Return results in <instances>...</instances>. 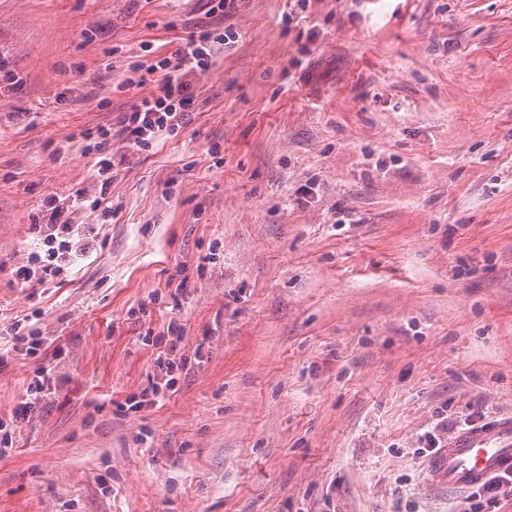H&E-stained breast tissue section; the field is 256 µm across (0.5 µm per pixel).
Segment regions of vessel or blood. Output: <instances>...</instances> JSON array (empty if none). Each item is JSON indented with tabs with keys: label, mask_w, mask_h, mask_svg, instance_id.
<instances>
[{
	"label": "vessel or blood",
	"mask_w": 512,
	"mask_h": 512,
	"mask_svg": "<svg viewBox=\"0 0 512 512\" xmlns=\"http://www.w3.org/2000/svg\"><path fill=\"white\" fill-rule=\"evenodd\" d=\"M449 488H473L489 476L512 470V418L461 430L436 461Z\"/></svg>",
	"instance_id": "b4317fda"
}]
</instances>
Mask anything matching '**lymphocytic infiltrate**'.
<instances>
[{
	"label": "lymphocytic infiltrate",
	"instance_id": "f902f5d3",
	"mask_svg": "<svg viewBox=\"0 0 512 512\" xmlns=\"http://www.w3.org/2000/svg\"><path fill=\"white\" fill-rule=\"evenodd\" d=\"M224 43L223 34L213 29L193 27L179 37L173 52L158 60L139 64L137 86L149 92L138 105L123 113L116 129H102V142L96 147L99 157L96 169L97 190L93 209L110 212V188L123 158L109 148L112 138L125 141L136 152L149 150L163 139L177 135L194 104L193 84L216 64V56ZM47 221L40 225L44 252H32L30 267L24 268V281L54 282L66 277L75 264L88 257L93 244L86 225L74 223L69 207L64 206L58 193L45 200ZM50 388L43 379H33L25 391V399L10 418H0V446L11 447L16 432L30 420L33 408L48 398Z\"/></svg>",
	"mask_w": 512,
	"mask_h": 512
}]
</instances>
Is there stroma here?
<instances>
[{
    "label": "stroma",
    "instance_id": "1",
    "mask_svg": "<svg viewBox=\"0 0 512 512\" xmlns=\"http://www.w3.org/2000/svg\"><path fill=\"white\" fill-rule=\"evenodd\" d=\"M207 0H0V512H468L418 440L512 416V0H243L61 282L44 197ZM175 385H168V378ZM21 320H17L15 322V328L17 332L15 333V337L13 338L15 341L12 343L11 347L8 349H2L0 346V366L7 363L8 357L10 358L12 353H22L25 351V354L34 353L38 350L37 346H39L42 342V338L35 335L33 332H28L26 335L23 334L21 337L19 336L20 331L22 330L21 324L19 323ZM27 346L24 348V346ZM44 374V371H42L28 384L25 391V401L21 402L11 417L8 420L0 418V447L1 444L4 447L0 448V456L10 452L12 448L8 447H13L16 432L25 421L29 422L33 408L52 393L50 387L45 384Z\"/></svg>",
    "mask_w": 512,
    "mask_h": 512
}]
</instances>
